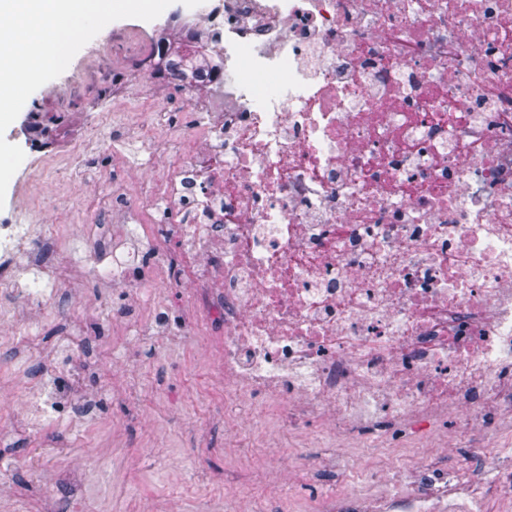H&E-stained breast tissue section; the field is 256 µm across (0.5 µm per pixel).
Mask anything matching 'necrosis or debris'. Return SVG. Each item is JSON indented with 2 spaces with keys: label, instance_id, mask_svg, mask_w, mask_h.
Here are the masks:
<instances>
[{
  "label": "necrosis or debris",
  "instance_id": "4bbe7bcc",
  "mask_svg": "<svg viewBox=\"0 0 512 512\" xmlns=\"http://www.w3.org/2000/svg\"><path fill=\"white\" fill-rule=\"evenodd\" d=\"M203 26L237 106L174 159L160 239L225 381L340 436L481 426L512 372V0H212Z\"/></svg>",
  "mask_w": 512,
  "mask_h": 512
}]
</instances>
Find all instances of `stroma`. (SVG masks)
<instances>
[{"label":"stroma","instance_id":"stroma-1","mask_svg":"<svg viewBox=\"0 0 512 512\" xmlns=\"http://www.w3.org/2000/svg\"><path fill=\"white\" fill-rule=\"evenodd\" d=\"M201 16L174 0L154 20L111 22L5 132L25 159L0 226L33 224L37 238L60 237L66 248L46 256L43 278L2 252L0 277L64 288L69 300L31 310L16 299L13 320L0 319V332L37 338L39 360L30 367L25 350L0 343V512H325L339 493L376 512L403 490L422 492L405 475L414 457L458 488L433 512H464L468 502L476 512H512L497 491L512 477V417L467 435L448 419L406 442L397 423L372 419L342 444L347 467L329 427L287 421L225 383L223 329L200 326L171 284L173 260L159 251L155 224L133 208L149 191L164 221L172 141L234 106L222 89L193 94L144 66L145 44L173 20ZM79 150L91 174L67 169ZM114 242L138 259L135 273L113 270ZM158 305L172 310L167 325L152 321ZM91 453L99 465L88 469Z\"/></svg>","mask_w":512,"mask_h":512}]
</instances>
